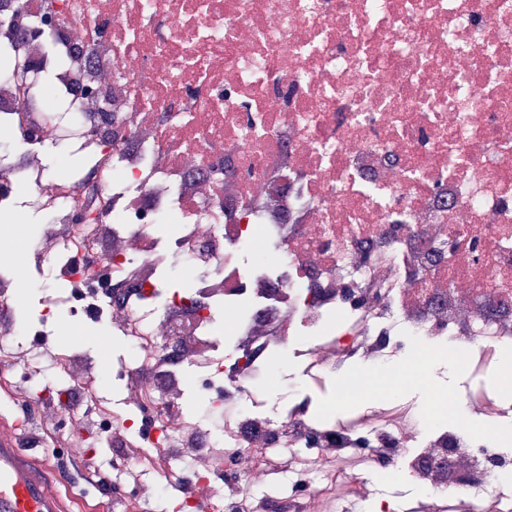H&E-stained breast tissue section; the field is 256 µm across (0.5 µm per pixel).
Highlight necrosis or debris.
Masks as SVG:
<instances>
[{"mask_svg": "<svg viewBox=\"0 0 512 512\" xmlns=\"http://www.w3.org/2000/svg\"><path fill=\"white\" fill-rule=\"evenodd\" d=\"M29 3L0 0V136L26 146L0 160V207L24 193L49 213L50 278L109 272L99 300L130 349L118 373L151 423L147 464L192 505L228 448L254 474L256 448H378L425 512H512V470L455 399L389 419L340 372L396 374L406 339L468 370L512 353V0H52L37 36ZM59 144L90 171L49 168ZM174 269L190 296L166 294ZM17 333L0 319V370L34 390ZM282 355L362 398L361 432L314 425L306 399L269 404ZM83 358L71 340L54 371L90 398ZM191 371L224 381L222 434L185 413ZM186 455L191 476L170 468Z\"/></svg>", "mask_w": 512, "mask_h": 512, "instance_id": "4bbe7bcc", "label": "necrosis or debris"}]
</instances>
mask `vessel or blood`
<instances>
[{
	"mask_svg": "<svg viewBox=\"0 0 512 512\" xmlns=\"http://www.w3.org/2000/svg\"><path fill=\"white\" fill-rule=\"evenodd\" d=\"M0 418V512H69L56 468L20 448Z\"/></svg>",
	"mask_w": 512,
	"mask_h": 512,
	"instance_id": "vessel-or-blood-1",
	"label": "vessel or blood"
}]
</instances>
